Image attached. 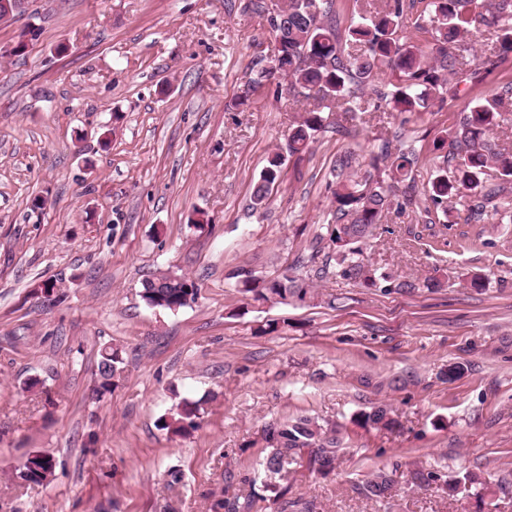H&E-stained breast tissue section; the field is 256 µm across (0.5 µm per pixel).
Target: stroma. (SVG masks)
Returning a JSON list of instances; mask_svg holds the SVG:
<instances>
[{
	"label": "stroma",
	"instance_id": "35a3bbf8",
	"mask_svg": "<svg viewBox=\"0 0 512 512\" xmlns=\"http://www.w3.org/2000/svg\"><path fill=\"white\" fill-rule=\"evenodd\" d=\"M249 2L29 0L0 25V512H212L218 499L277 512L254 479L261 434L300 415L346 427L338 471L288 478L311 512H384L359 489L393 461L473 471L493 489L480 505L400 481L394 512H512V224L388 215L366 258L439 280L432 292L385 296L312 264L303 275L335 307L260 306L236 288L307 256L339 155L406 135L424 189L434 138L512 82V59L431 112L330 115L255 210L265 159L301 108L273 81L238 103L275 52L269 14ZM31 25L25 54L7 53ZM196 209L205 224H190ZM166 269L197 282L195 303L144 304L142 281ZM474 272L482 290L466 284ZM48 279L49 301L35 290ZM269 321L277 332L257 335ZM110 344L124 379L99 401ZM185 398L205 399L201 428L159 429ZM381 403L393 430L351 425ZM34 451L53 471L24 486L14 474Z\"/></svg>",
	"mask_w": 512,
	"mask_h": 512
}]
</instances>
